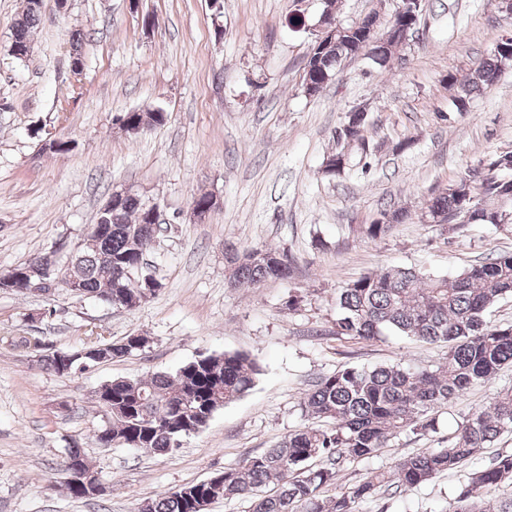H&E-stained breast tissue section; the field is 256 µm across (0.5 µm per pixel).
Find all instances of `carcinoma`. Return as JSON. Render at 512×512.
<instances>
[{"label":"carcinoma","mask_w":512,"mask_h":512,"mask_svg":"<svg viewBox=\"0 0 512 512\" xmlns=\"http://www.w3.org/2000/svg\"><path fill=\"white\" fill-rule=\"evenodd\" d=\"M39 9L40 0H27L13 25V43H30ZM412 10H423L422 3L396 0L389 19L381 20L377 12L369 14L342 26L333 43L311 34L303 91L309 97L318 95L335 77L338 65L361 52L373 64L386 67L406 44L404 32ZM507 69L512 70L511 37L463 78L448 74L458 110H465L473 94L488 88ZM369 123L368 113L351 110L343 126L345 139L364 154L370 152L365 137ZM345 165L344 153L330 154L322 162V173L334 177ZM462 211L469 213L470 224L497 230L506 220L512 223V172L505 179L489 167L476 179L470 169L425 203L431 219ZM405 217L402 210H385L372 223L357 225L355 232L376 241ZM156 231L146 219L145 200L130 193L93 244H76L63 260L54 251L42 257L77 275L81 296L132 310L155 298L162 288L156 276L150 288L137 277ZM224 260L234 286L286 279L293 265V258L284 252L240 249L231 242L224 245ZM508 297H512L509 251L473 263L453 277L394 266L347 283L336 294V335L363 342L389 334L443 342L448 344L444 357L431 368L400 363L345 366L319 378L301 401L310 424L262 453L225 467L209 484L185 485L141 499L135 512H192L197 492L210 504L221 498L244 499L249 503L247 512H359V504L367 500L414 488L474 461L481 449L512 432V388L472 412L448 439V447L424 448L390 471H370L350 486H339L344 464L374 456L402 433L425 437L436 431L435 418L428 413L512 365V324L496 325L486 319L488 310ZM147 343L148 337L134 334L119 341L89 335L81 350H95L97 355L71 361V351L56 350L39 357V362L60 377H70L130 356ZM259 373V365L244 354L203 353L173 373L106 381L95 392L106 416L96 439L105 447L173 452L182 438L199 432L216 411L248 392ZM79 468L88 470L90 465L80 449L71 448L58 487L72 498L88 497L72 485ZM503 485H512V454H500L489 465L473 469L454 498L452 512H512V498L498 506L486 503V495ZM328 487L337 488L336 493L325 494Z\"/></svg>","instance_id":"1"}]
</instances>
